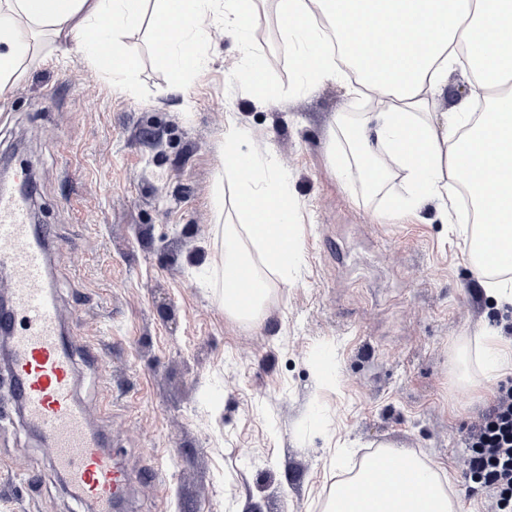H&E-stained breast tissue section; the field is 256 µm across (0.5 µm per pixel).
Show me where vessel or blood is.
<instances>
[{
    "label": "vessel or blood",
    "mask_w": 512,
    "mask_h": 512,
    "mask_svg": "<svg viewBox=\"0 0 512 512\" xmlns=\"http://www.w3.org/2000/svg\"><path fill=\"white\" fill-rule=\"evenodd\" d=\"M28 210L26 194L0 197V261L12 270L5 288L11 317L22 324L10 333V374L24 417L53 448L57 471L97 512H112L131 476L90 432L88 412L75 400V356L61 331L46 246Z\"/></svg>",
    "instance_id": "b4317fda"
}]
</instances>
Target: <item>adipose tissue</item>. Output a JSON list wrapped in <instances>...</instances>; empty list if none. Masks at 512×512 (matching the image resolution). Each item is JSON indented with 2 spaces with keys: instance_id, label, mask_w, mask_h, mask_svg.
Instances as JSON below:
<instances>
[{
  "instance_id": "ef3b65f1",
  "label": "adipose tissue",
  "mask_w": 512,
  "mask_h": 512,
  "mask_svg": "<svg viewBox=\"0 0 512 512\" xmlns=\"http://www.w3.org/2000/svg\"><path fill=\"white\" fill-rule=\"evenodd\" d=\"M144 0H0V92L19 75L31 37L23 24L75 38L82 59L123 81L133 68L121 37L143 21ZM214 0H158L156 49L172 70L200 68L192 44L205 38ZM282 38L297 41L296 64L306 89L351 73L382 105L347 130L363 156L381 152L405 174L403 195L388 217L426 203L447 206L459 186L473 194L478 221L465 240L488 296L512 300V283L496 280L504 244L512 245V0H279ZM468 71L476 96L488 99L480 117L470 100L449 112L441 133L422 112L441 94L449 69ZM413 480L390 501L373 497L366 473L339 483L327 512H456L448 480L409 452L393 447Z\"/></svg>"
}]
</instances>
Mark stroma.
I'll list each match as a JSON object with an SVG mask.
<instances>
[{
    "label": "stroma",
    "mask_w": 512,
    "mask_h": 512,
    "mask_svg": "<svg viewBox=\"0 0 512 512\" xmlns=\"http://www.w3.org/2000/svg\"><path fill=\"white\" fill-rule=\"evenodd\" d=\"M277 8L258 0L243 44L217 0L206 63L178 82L150 22L125 35L137 67L122 88L45 35L0 94V166L38 186L31 214L51 237L75 398L137 477L116 512H324L337 480L385 445L450 473L458 512H477L466 433L500 381L460 388L456 354L492 330L512 342V302L486 295L463 252L460 197L383 218L404 175L369 189L341 128L376 111V96L344 78L303 89ZM252 55L269 100L248 78ZM447 80L426 106L439 128L473 91L462 70ZM233 126L288 170L302 220L297 279L266 272L249 324L220 303L224 224L237 219L221 153ZM10 389L4 361L0 512H95Z\"/></svg>",
    "instance_id": "stroma-1"
}]
</instances>
